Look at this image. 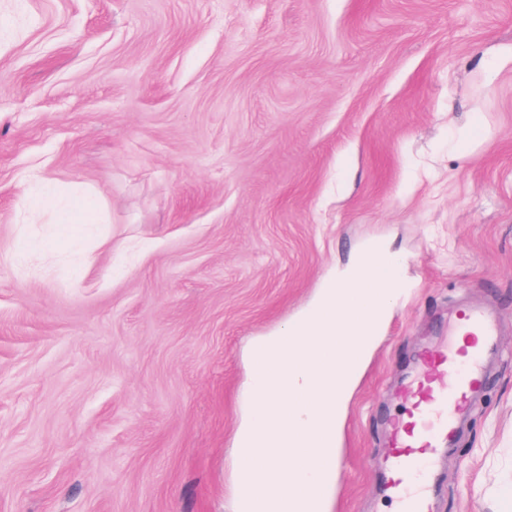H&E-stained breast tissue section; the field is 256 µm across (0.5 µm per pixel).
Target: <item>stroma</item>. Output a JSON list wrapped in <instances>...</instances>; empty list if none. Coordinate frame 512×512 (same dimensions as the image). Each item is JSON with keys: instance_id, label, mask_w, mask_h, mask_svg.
Masks as SVG:
<instances>
[{"instance_id": "1", "label": "stroma", "mask_w": 512, "mask_h": 512, "mask_svg": "<svg viewBox=\"0 0 512 512\" xmlns=\"http://www.w3.org/2000/svg\"><path fill=\"white\" fill-rule=\"evenodd\" d=\"M102 202L88 267L26 204ZM371 239L403 292L329 512H378L400 387L502 332L435 512L512 491V0H0V512H231L246 350Z\"/></svg>"}]
</instances>
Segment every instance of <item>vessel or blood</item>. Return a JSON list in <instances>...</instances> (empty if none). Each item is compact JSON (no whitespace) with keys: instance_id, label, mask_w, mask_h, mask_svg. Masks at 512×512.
Instances as JSON below:
<instances>
[{"instance_id":"b4317fda","label":"vessel or blood","mask_w":512,"mask_h":512,"mask_svg":"<svg viewBox=\"0 0 512 512\" xmlns=\"http://www.w3.org/2000/svg\"><path fill=\"white\" fill-rule=\"evenodd\" d=\"M500 324L485 308L456 311L446 343L430 357L432 374L417 373L406 384V418L395 423L386 464L387 493L395 512H434L435 466L441 449L452 447L470 400L486 384L484 359L497 349Z\"/></svg>"}]
</instances>
